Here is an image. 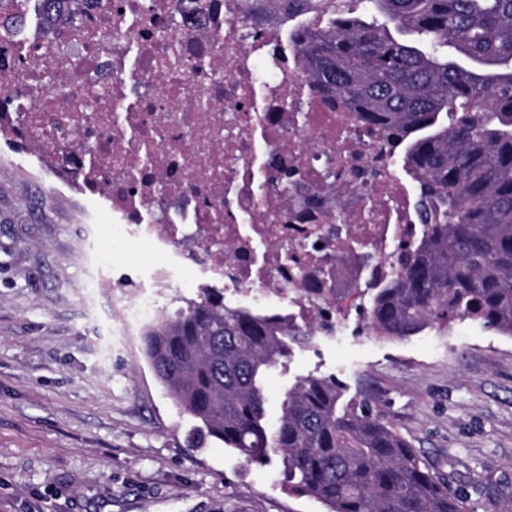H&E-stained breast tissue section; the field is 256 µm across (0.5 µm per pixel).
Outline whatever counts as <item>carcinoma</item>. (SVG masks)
I'll use <instances>...</instances> for the list:
<instances>
[{"label": "carcinoma", "instance_id": "cac0c4a2", "mask_svg": "<svg viewBox=\"0 0 512 512\" xmlns=\"http://www.w3.org/2000/svg\"><path fill=\"white\" fill-rule=\"evenodd\" d=\"M315 2L326 21L306 35L303 70L391 130L423 183L425 234L375 289L371 329L404 337L470 319L512 336V0H364L382 24ZM312 336L202 288L147 328L145 354L195 421L194 447L215 438L258 463L275 448L289 490L327 512H472L389 423L363 405L338 409L330 379H300L267 428L262 379Z\"/></svg>", "mask_w": 512, "mask_h": 512}]
</instances>
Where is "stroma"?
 <instances>
[{"label": "stroma", "instance_id": "1", "mask_svg": "<svg viewBox=\"0 0 512 512\" xmlns=\"http://www.w3.org/2000/svg\"><path fill=\"white\" fill-rule=\"evenodd\" d=\"M11 151L0 140V512H325L289 492L279 456L190 446L193 420L149 365L144 327L121 320L150 254L113 251L111 212ZM87 211L111 255L97 283ZM308 375L389 421L473 512L512 502L511 336L455 320L388 338L351 320L267 372L268 425Z\"/></svg>", "mask_w": 512, "mask_h": 512}]
</instances>
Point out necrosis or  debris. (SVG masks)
<instances>
[{"mask_svg": "<svg viewBox=\"0 0 512 512\" xmlns=\"http://www.w3.org/2000/svg\"><path fill=\"white\" fill-rule=\"evenodd\" d=\"M277 0H0V133L112 212L157 259L124 310L192 270L225 304L288 305L329 333L419 237V188L385 131L303 73Z\"/></svg>", "mask_w": 512, "mask_h": 512, "instance_id": "1", "label": "necrosis or debris"}]
</instances>
